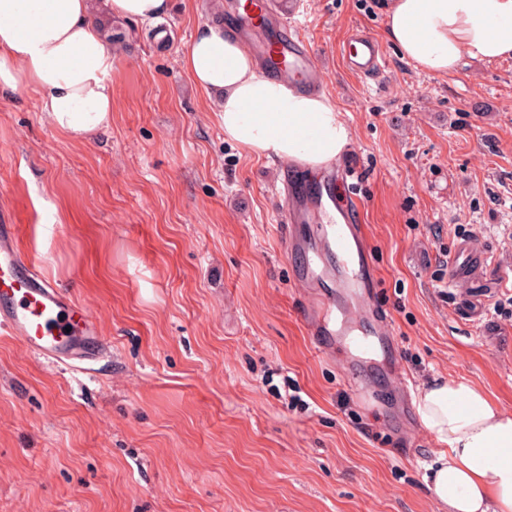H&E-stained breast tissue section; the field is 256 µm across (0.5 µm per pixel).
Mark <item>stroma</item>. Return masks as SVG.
<instances>
[{"instance_id": "1", "label": "stroma", "mask_w": 512, "mask_h": 512, "mask_svg": "<svg viewBox=\"0 0 512 512\" xmlns=\"http://www.w3.org/2000/svg\"><path fill=\"white\" fill-rule=\"evenodd\" d=\"M112 21V126L84 143L38 92L0 96V224L95 317L97 374L51 370L0 335V512H444L440 445L381 362L321 352L294 282L282 161L225 141L181 65L224 0ZM387 0H303L326 98L353 132L351 181L387 316L416 386L464 380L512 415V59L416 71ZM359 25L376 78L350 70ZM469 240L481 274L455 279ZM369 388L367 405L358 395ZM346 63L366 76L379 73L385 65V56L380 45L364 30L356 28L348 38Z\"/></svg>"}]
</instances>
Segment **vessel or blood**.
<instances>
[{
    "label": "vessel or blood",
    "mask_w": 512,
    "mask_h": 512,
    "mask_svg": "<svg viewBox=\"0 0 512 512\" xmlns=\"http://www.w3.org/2000/svg\"><path fill=\"white\" fill-rule=\"evenodd\" d=\"M300 0H226L224 15L252 50L261 73L308 91L323 92L315 49L297 22ZM348 66L365 75L385 65L380 45L364 30L348 38ZM285 237L290 250L303 252L306 263L295 282L318 292L308 312V327L318 347L332 349L346 338L358 363L387 356V366L400 388L409 376L399 366L396 339L378 319L370 301L379 282L360 219L362 203L345 187L346 174L336 168L313 183L287 177ZM356 291L358 304L337 306L334 290ZM374 321L371 335H353L355 320ZM0 333L18 341L34 357L68 371L93 373L106 351L96 338L99 329L89 310L77 304L25 255L16 227L0 224Z\"/></svg>",
    "instance_id": "vessel-or-blood-1"
}]
</instances>
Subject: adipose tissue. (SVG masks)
<instances>
[{
  "instance_id": "ef3b65f1",
  "label": "adipose tissue",
  "mask_w": 512,
  "mask_h": 512,
  "mask_svg": "<svg viewBox=\"0 0 512 512\" xmlns=\"http://www.w3.org/2000/svg\"><path fill=\"white\" fill-rule=\"evenodd\" d=\"M386 35L415 70L454 72L464 58H512V0H388ZM181 63L223 114L224 138L249 153L334 163L352 133L323 95L262 75L219 22L200 26ZM112 47L90 0H0V95L40 91L49 123L82 143L112 124ZM424 429L442 446L431 492L448 512H512V416L463 380L421 387Z\"/></svg>"
}]
</instances>
